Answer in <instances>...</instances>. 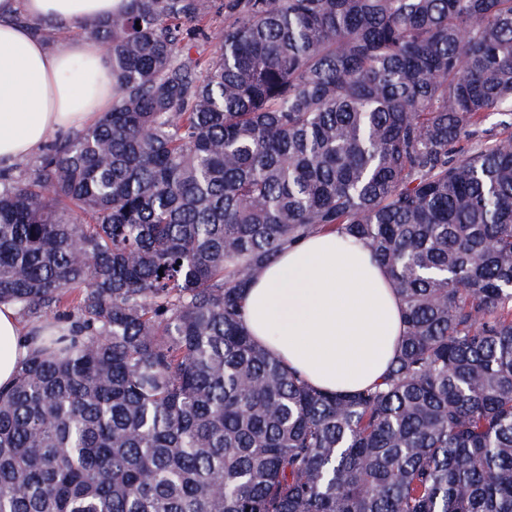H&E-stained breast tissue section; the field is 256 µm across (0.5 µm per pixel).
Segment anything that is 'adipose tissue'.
Listing matches in <instances>:
<instances>
[{
    "mask_svg": "<svg viewBox=\"0 0 512 512\" xmlns=\"http://www.w3.org/2000/svg\"><path fill=\"white\" fill-rule=\"evenodd\" d=\"M118 0H0V164L38 152L49 132L93 123L112 107L103 51L55 49L19 16L54 31L110 17ZM253 339L312 386L352 394L386 373L403 331L395 286L361 240L315 233L260 269L244 297ZM17 310L0 304V386L32 350Z\"/></svg>",
    "mask_w": 512,
    "mask_h": 512,
    "instance_id": "ef3b65f1",
    "label": "adipose tissue"
}]
</instances>
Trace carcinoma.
<instances>
[{"instance_id": "carcinoma-1", "label": "carcinoma", "mask_w": 512, "mask_h": 512, "mask_svg": "<svg viewBox=\"0 0 512 512\" xmlns=\"http://www.w3.org/2000/svg\"><path fill=\"white\" fill-rule=\"evenodd\" d=\"M86 30L112 110L0 170V303L38 341L0 512H512V0H122ZM318 232L402 306L352 395L244 323Z\"/></svg>"}]
</instances>
